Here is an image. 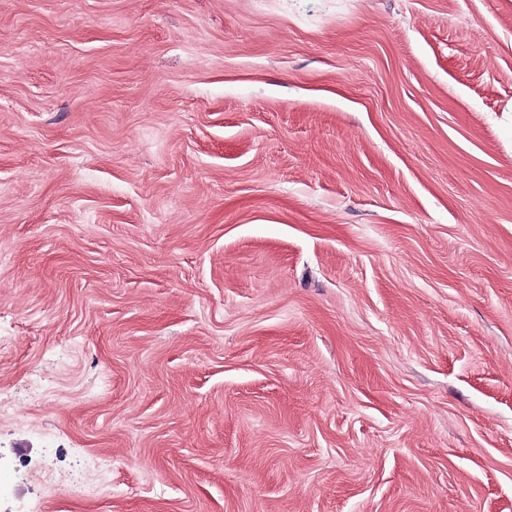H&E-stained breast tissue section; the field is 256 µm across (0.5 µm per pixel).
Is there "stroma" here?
Instances as JSON below:
<instances>
[{"label": "stroma", "mask_w": 512, "mask_h": 512, "mask_svg": "<svg viewBox=\"0 0 512 512\" xmlns=\"http://www.w3.org/2000/svg\"><path fill=\"white\" fill-rule=\"evenodd\" d=\"M0 512H512V0H0Z\"/></svg>", "instance_id": "35a3bbf8"}]
</instances>
